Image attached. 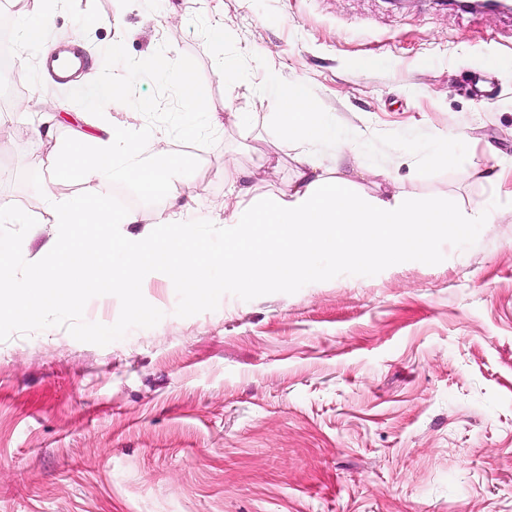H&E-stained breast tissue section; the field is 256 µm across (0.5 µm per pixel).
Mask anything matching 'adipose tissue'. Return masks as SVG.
I'll use <instances>...</instances> for the list:
<instances>
[{"label": "adipose tissue", "instance_id": "ef3b65f1", "mask_svg": "<svg viewBox=\"0 0 512 512\" xmlns=\"http://www.w3.org/2000/svg\"><path fill=\"white\" fill-rule=\"evenodd\" d=\"M134 80V73L116 70L95 87H76L75 98L94 108L104 103L120 106ZM174 82L188 111L196 115L182 126L183 138L191 140L203 130L223 126L221 115L207 107L204 84L187 71L175 74ZM273 107L271 117L284 139L311 144L335 136L328 114L310 103L300 85L279 87ZM160 138V129L153 125L99 124L65 148L54 164V178L97 184L122 176L155 203L157 223L136 235L114 236L115 225L138 223L137 214L115 212L95 196L58 203L50 184L42 183L53 222L63 233L55 243L53 261L37 267L23 289L14 276V249L0 240V320L26 322L48 311H71L82 297L116 284L131 310L144 317L148 311L137 296L144 275L151 271L202 298L217 272L248 288L284 285L312 274L326 254L363 266L428 255L439 238L466 237L477 221L430 199L355 198L350 180L320 172L315 156L306 153L298 159L297 186L279 195L245 197L234 171L224 170V248L216 251L199 237L186 212L174 206L179 158L172 155L162 163L139 158L142 142ZM114 253L124 256L121 267H114ZM87 267L94 268V277L83 276Z\"/></svg>", "mask_w": 512, "mask_h": 512}]
</instances>
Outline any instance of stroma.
Listing matches in <instances>:
<instances>
[{"label":"stroma","instance_id":"stroma-1","mask_svg":"<svg viewBox=\"0 0 512 512\" xmlns=\"http://www.w3.org/2000/svg\"><path fill=\"white\" fill-rule=\"evenodd\" d=\"M39 10L52 47L98 18L77 84L115 67L137 79L129 103L85 114L39 53L8 45L0 207L27 221L0 238L17 276L53 258L60 231L38 186L91 119L165 131L182 159L177 202L197 214L219 215L227 167L256 196L292 188L302 144L270 119L279 84L329 113L336 138L312 149L355 197L464 214L479 202L488 216L431 255L333 262L285 286L216 279L200 300L151 273L146 318L110 288L70 313L0 321V512H512V14L439 0H0V29ZM181 70L208 86L223 129L181 138ZM443 134L452 161L434 167ZM351 138L357 158L340 159ZM54 193L124 198L140 221L120 233L155 220L120 178Z\"/></svg>","mask_w":512,"mask_h":512}]
</instances>
